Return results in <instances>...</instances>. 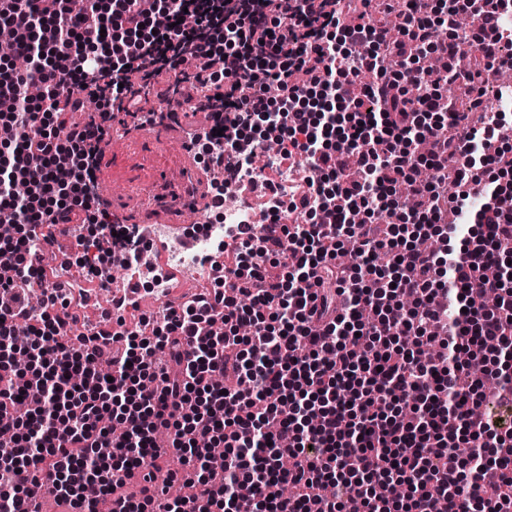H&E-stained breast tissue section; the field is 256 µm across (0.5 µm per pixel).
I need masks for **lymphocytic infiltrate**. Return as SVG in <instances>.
Masks as SVG:
<instances>
[{"mask_svg": "<svg viewBox=\"0 0 512 512\" xmlns=\"http://www.w3.org/2000/svg\"><path fill=\"white\" fill-rule=\"evenodd\" d=\"M341 2L255 0L219 24L200 0H0L31 62L0 60V211L17 216L0 233V512H41L43 493L65 512H512V426L481 411L512 398V0H481L474 28L443 0ZM450 44L476 65L429 68ZM162 74L226 103L186 130L210 168L258 120L303 187L260 182L262 218L223 227L235 264L212 288L69 339L81 312L43 244L78 225L76 264L103 291L101 237L139 272L142 230L98 173L117 113L155 122L142 102ZM457 84L463 111L443 94ZM165 454L180 466L161 482Z\"/></svg>", "mask_w": 512, "mask_h": 512, "instance_id": "obj_1", "label": "lymphocytic infiltrate"}]
</instances>
